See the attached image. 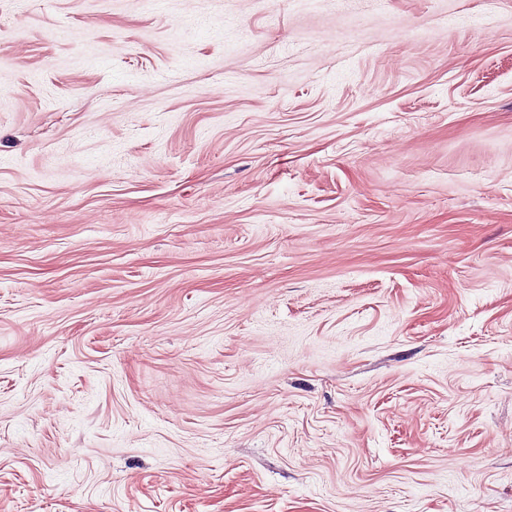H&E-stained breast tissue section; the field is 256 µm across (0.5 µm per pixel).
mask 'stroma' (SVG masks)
I'll list each match as a JSON object with an SVG mask.
<instances>
[{"label":"stroma","mask_w":512,"mask_h":512,"mask_svg":"<svg viewBox=\"0 0 512 512\" xmlns=\"http://www.w3.org/2000/svg\"><path fill=\"white\" fill-rule=\"evenodd\" d=\"M0 512H512V0H0Z\"/></svg>","instance_id":"obj_1"}]
</instances>
